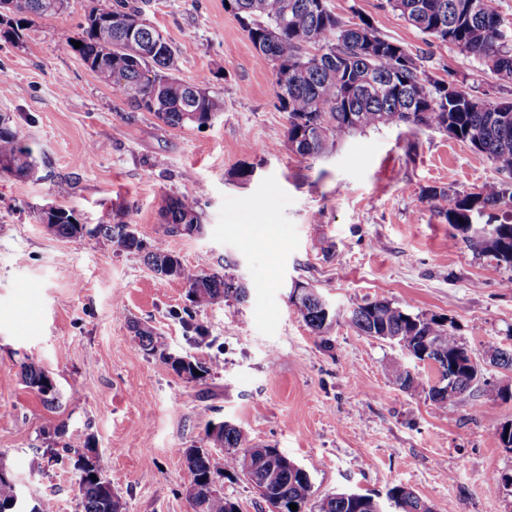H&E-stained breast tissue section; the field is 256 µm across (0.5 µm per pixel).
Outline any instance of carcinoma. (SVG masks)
<instances>
[{
	"instance_id": "carcinoma-1",
	"label": "carcinoma",
	"mask_w": 512,
	"mask_h": 512,
	"mask_svg": "<svg viewBox=\"0 0 512 512\" xmlns=\"http://www.w3.org/2000/svg\"><path fill=\"white\" fill-rule=\"evenodd\" d=\"M53 0H0V39L19 38L30 17L58 14L65 7L51 6ZM390 6L425 36L451 43L480 61L503 80L512 81V30L491 6V0H388ZM247 33L258 61L271 70L279 107L287 113V141L301 157L331 153L345 136L368 129L405 125L414 134L435 128L469 143L484 154L499 181L477 192L460 194L429 189L425 197L461 235L472 250L489 255L512 267V222L492 224L474 233L473 216L498 210L512 217V112H498L493 102L482 100L484 108L460 107L467 95L461 89L448 91L443 81L424 78L422 57L409 48L382 36L369 22H343L326 0H225ZM74 40L73 49L86 67L106 86L118 89L134 109L153 115L169 127L208 126L224 111V101L204 85L178 77V53L169 39L145 18L140 7L129 0H113L112 6L90 10ZM0 161L18 176L35 167L33 151L12 127L10 117L0 115ZM169 236H192L202 229L199 199L195 195L167 197L161 206ZM40 223L66 239L101 238L117 250L143 254L145 263L158 275L187 286L192 306L221 307L224 302L241 301L248 286L234 276L202 273L184 264L164 242L144 244L132 225L118 216L111 224H79L72 210L49 211L39 215ZM301 316L320 344L345 323L364 336H399L418 351L425 342L437 344L427 357L440 365L443 376L455 378L463 393L479 386L483 391L505 398L504 390L492 383H472L473 376L460 362L467 348L456 334L453 321L436 314H411L385 299L360 304L349 311H336L325 320L313 300L302 302ZM130 329L142 349L160 354L179 375L197 378L194 371L209 368L188 356L173 357L162 349L154 329L138 321ZM27 387L43 403L56 400L51 375L32 362L21 364ZM395 385L403 390L425 387L419 372L399 365L391 369ZM224 452L202 448L184 452L189 474L187 494L193 512H238L237 505L216 492L213 481L227 471L243 472L245 452L253 457L251 478L266 484L262 498L271 512H386L379 501L360 493H337L314 497L309 472L276 448L252 443L240 427H221L216 433ZM62 451L76 454L74 468L80 472L79 504L82 512H127L126 501L103 478L109 457L98 452L91 438L69 441ZM96 478H91V475ZM15 482L0 470V512H17L13 501ZM393 512H432L426 501L406 486L391 488Z\"/></svg>"
}]
</instances>
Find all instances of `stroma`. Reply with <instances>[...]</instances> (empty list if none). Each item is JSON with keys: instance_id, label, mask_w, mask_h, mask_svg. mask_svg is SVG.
I'll list each match as a JSON object with an SVG mask.
<instances>
[{"instance_id": "35a3bbf8", "label": "stroma", "mask_w": 512, "mask_h": 512, "mask_svg": "<svg viewBox=\"0 0 512 512\" xmlns=\"http://www.w3.org/2000/svg\"><path fill=\"white\" fill-rule=\"evenodd\" d=\"M112 0H69L35 18L19 41H0V114L32 148L31 178L0 172V469L30 512H81L79 474L49 458L57 428L88 434L111 464L104 477L128 512H191L184 451L205 448L208 423L228 421L306 469L316 497H386L413 489L433 512H512V450L497 431L512 399L463 395L438 409L426 392L390 380L410 366L391 343L338 325L320 345L290 302L293 282L348 310L385 299L448 317L475 357L512 348V267L452 237L424 194L498 181L486 157L436 129L358 131L325 157L287 142L273 76L224 0H143L145 18L176 47L180 78L210 88L223 113L206 129L172 128L129 107L67 45L87 12ZM346 23L369 20L423 54L429 79L512 101V82L454 46L427 40L387 0H327ZM253 168L250 178L240 168ZM68 182L67 197L55 183ZM199 194L200 236L164 238L167 196ZM85 224L122 214L146 242L166 239L185 264L234 276L245 301L202 309L201 333L180 318L186 287L137 254L94 238L58 237L39 223L47 206ZM151 325L168 352L210 368L177 375L146 354L130 320ZM47 370L60 394L47 408L20 365ZM44 468H31L35 452Z\"/></svg>"}]
</instances>
